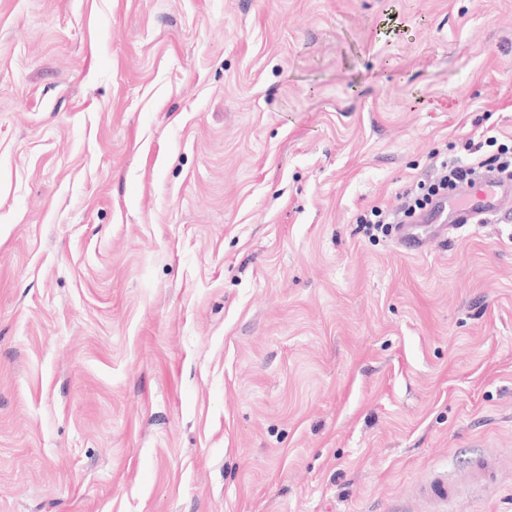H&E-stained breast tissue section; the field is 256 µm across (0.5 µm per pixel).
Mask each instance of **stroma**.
Wrapping results in <instances>:
<instances>
[{
  "label": "stroma",
  "instance_id": "obj_1",
  "mask_svg": "<svg viewBox=\"0 0 512 512\" xmlns=\"http://www.w3.org/2000/svg\"><path fill=\"white\" fill-rule=\"evenodd\" d=\"M486 130L512 0H0V512H512V203L357 222ZM475 183L461 188L455 195L437 201L420 214L416 224H426L433 235L446 237L465 224H479L499 219L506 202L512 200V179L497 171L482 170L474 176ZM416 224H397L398 243L413 253L425 246V236ZM497 478L494 459L486 456L475 465L459 472L452 482L442 478H433L423 487L422 492L429 495L437 502L450 504L458 492L460 486L465 484H477L487 487Z\"/></svg>",
  "mask_w": 512,
  "mask_h": 512
}]
</instances>
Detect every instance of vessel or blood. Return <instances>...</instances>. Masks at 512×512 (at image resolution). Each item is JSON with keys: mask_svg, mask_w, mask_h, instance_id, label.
Here are the masks:
<instances>
[{"mask_svg": "<svg viewBox=\"0 0 512 512\" xmlns=\"http://www.w3.org/2000/svg\"><path fill=\"white\" fill-rule=\"evenodd\" d=\"M474 185L461 188L455 195L437 201L428 211L420 214L417 223L400 225L398 243L413 253L421 252L425 237L419 225H426L432 234L447 236L467 224H479L499 218L506 202L512 201V179L495 171L476 173ZM497 478L492 457H484L475 465L459 472L453 481L433 478L422 488L423 493L435 501L451 503L460 486L477 484L488 486Z\"/></svg>", "mask_w": 512, "mask_h": 512, "instance_id": "vessel-or-blood-1", "label": "vessel or blood"}]
</instances>
